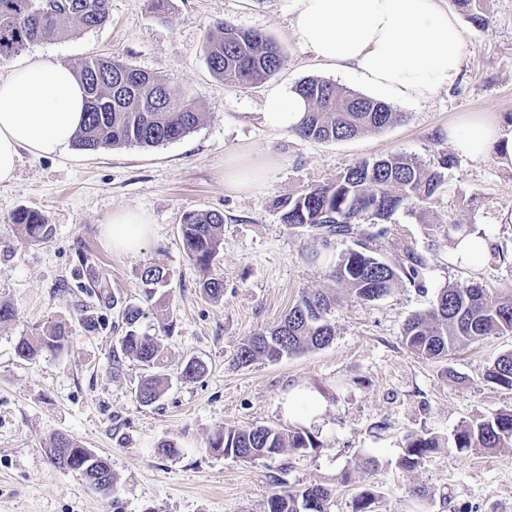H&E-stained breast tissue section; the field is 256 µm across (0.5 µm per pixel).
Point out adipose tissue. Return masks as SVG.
Here are the masks:
<instances>
[{
  "label": "adipose tissue",
  "mask_w": 512,
  "mask_h": 512,
  "mask_svg": "<svg viewBox=\"0 0 512 512\" xmlns=\"http://www.w3.org/2000/svg\"><path fill=\"white\" fill-rule=\"evenodd\" d=\"M301 44L322 62L352 73L395 100H425L457 77L462 36L441 0H289ZM85 91L67 63L28 60L0 77V185L13 181L22 151L50 156L81 126ZM307 109L297 94L274 95L263 114L276 130L295 128ZM450 136L472 159L500 148L512 163V129L485 117L464 118ZM149 217L118 210L104 233L114 251L134 254L152 236Z\"/></svg>",
  "instance_id": "obj_1"
}]
</instances>
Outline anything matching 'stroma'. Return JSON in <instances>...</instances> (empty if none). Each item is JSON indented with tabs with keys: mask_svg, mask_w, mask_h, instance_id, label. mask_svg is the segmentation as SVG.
Wrapping results in <instances>:
<instances>
[{
	"mask_svg": "<svg viewBox=\"0 0 512 512\" xmlns=\"http://www.w3.org/2000/svg\"><path fill=\"white\" fill-rule=\"evenodd\" d=\"M482 8L489 18L483 27L455 15L463 58L448 88L424 101L394 103L398 122L339 142L305 139L262 120L273 91L293 90L308 77L376 95L354 75L313 58L293 32L285 0H111L102 28L25 50L28 58L67 63L122 59L194 94L205 116L184 138L153 148L23 153L14 181L0 186V299L16 309L12 321L0 324V512H264L270 492L316 482L336 488L330 512H351L359 486L341 477L363 452L377 461L366 476L376 512H512V447H443L415 469L399 465L408 435L445 439L476 416L512 409V392L481 378L512 351V334L470 342L439 363L417 358L401 342L406 319L429 309L447 285L479 284L491 302L512 288V168L497 152L480 161L455 154L424 218L396 213L390 233L377 240L386 259L409 246L425 257L423 287L404 283L370 304L341 296L330 316L336 337L326 348L277 363L233 361L237 347L280 321L302 292L335 286L328 266L303 259L314 241L281 223L279 200L331 182L363 159L400 152L432 162L438 150L452 151L448 131L467 115L512 126V0H482ZM219 20L271 39L283 67L255 84L225 85L210 72L204 49L206 29ZM231 156L262 167L257 188L225 187ZM22 207L43 214L53 228L48 241L23 242L9 222ZM121 209L143 211L155 226L138 254L113 252L103 233ZM189 210L224 215L214 262L224 279L221 299L201 292L202 273L182 250L180 222ZM427 222L470 225L509 258L462 263L452 240L426 236ZM148 262L170 273L175 329L161 339L168 386L143 406L134 394L142 366L127 359L121 371L112 369L122 313L106 298H138ZM53 325L66 327L68 353L33 362L16 355L20 337ZM192 358L206 370L187 382L181 372ZM297 387L315 389L326 401L305 424L317 450L252 463L208 452L207 440L221 426L294 428L282 401ZM59 434L109 459L116 493L96 491L49 463L46 450ZM162 442L181 455H156ZM419 487L432 500L413 497Z\"/></svg>",
	"mask_w": 512,
	"mask_h": 512,
	"instance_id": "35a3bbf8",
	"label": "stroma"
}]
</instances>
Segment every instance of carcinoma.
<instances>
[{"instance_id":"cac0c4a2","label":"carcinoma","mask_w":512,"mask_h":512,"mask_svg":"<svg viewBox=\"0 0 512 512\" xmlns=\"http://www.w3.org/2000/svg\"><path fill=\"white\" fill-rule=\"evenodd\" d=\"M41 0H0V63L21 54L29 45L56 40L73 29L103 27L110 16V0H50L52 12L37 14ZM476 27L487 25L480 0H453ZM206 62L212 74L231 84L255 83L276 74L284 65L279 47L259 34L217 22L205 34ZM73 69L88 95L84 123L75 136V146L97 152L114 147H156L179 140L201 122L203 112L197 99L174 90L169 81L126 62L112 58L81 60ZM294 92L308 105L295 132L315 141H342L379 131L400 118L386 102L344 90L317 77L299 82ZM453 157L441 151L437 163L425 164L404 153H394L360 161L340 173L336 180L311 187L277 203L282 223L311 232L317 247L307 253L313 263L332 268V278L358 302L367 304L389 296L402 283L423 287L424 257L408 247L402 257L390 262L377 255L372 242L385 235L384 227L399 210L422 217L441 189ZM370 226H364V221ZM9 222L24 236L39 242L52 234L43 215L35 208L14 211ZM382 225L378 231L371 228ZM224 214L216 210L184 213L180 227L183 250L202 272V291L213 299L224 294V280L212 269L223 242ZM431 238L454 237L460 243L473 234L470 226L457 223L426 224ZM351 246L338 249L346 242ZM141 293L136 301L122 307L125 325L119 350L112 365L118 370L122 359L132 358L147 367L135 394L149 406L163 394L167 378L161 373L162 349L158 336L145 326L154 315L169 308L167 273L152 262L140 272ZM338 301L336 291H305L275 326L249 337L237 348L233 361L247 367L258 359L277 363L290 355L319 350L335 339L328 320ZM512 333V290L494 302L487 301L478 284H453L440 289L433 306L412 315L405 323L402 344L413 355L441 362L461 346L493 334ZM69 336L54 325L40 336L23 337L16 344L17 355L34 361L45 354L68 351ZM484 382L512 391V352L500 355L482 374ZM457 451L469 448H501L512 444V410L480 416L461 425L449 441ZM319 448L315 437L304 428L288 431L269 425L242 428L220 427L208 439L213 453L243 462L272 458L289 451L303 456ZM441 448L440 439L429 434H411L406 439L399 465L413 470ZM50 464L75 473L93 488L106 478L105 491H115L107 458L66 437L56 439L47 449ZM375 465L362 455L354 469L342 480H363ZM335 489L320 483L308 485L294 494L273 491L266 498L265 512H330ZM376 495L368 486L354 497L352 512H374Z\"/></svg>"}]
</instances>
